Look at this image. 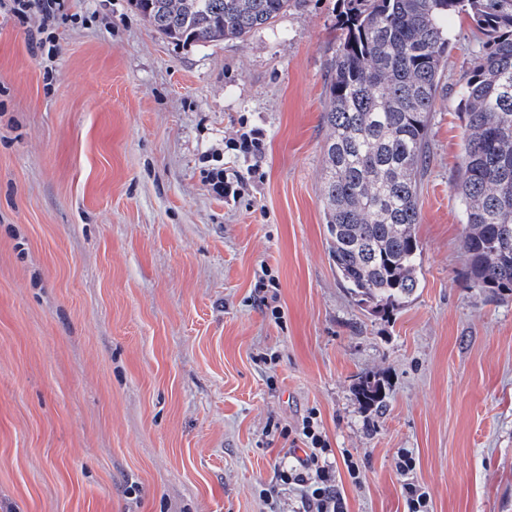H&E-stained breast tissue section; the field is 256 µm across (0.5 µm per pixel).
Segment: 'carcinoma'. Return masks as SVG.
Instances as JSON below:
<instances>
[{
    "label": "carcinoma",
    "instance_id": "carcinoma-1",
    "mask_svg": "<svg viewBox=\"0 0 512 512\" xmlns=\"http://www.w3.org/2000/svg\"><path fill=\"white\" fill-rule=\"evenodd\" d=\"M162 36L184 44L245 40L298 0H133ZM466 15L481 45L461 86L464 165L453 192L466 217V278L512 293V0H341L323 115L329 250L357 302L405 305L419 285L420 184L431 115L452 44L444 21ZM367 409L380 381L360 380Z\"/></svg>",
    "mask_w": 512,
    "mask_h": 512
}]
</instances>
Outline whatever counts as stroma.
Segmentation results:
<instances>
[{
	"instance_id": "stroma-1",
	"label": "stroma",
	"mask_w": 512,
	"mask_h": 512,
	"mask_svg": "<svg viewBox=\"0 0 512 512\" xmlns=\"http://www.w3.org/2000/svg\"><path fill=\"white\" fill-rule=\"evenodd\" d=\"M338 11L301 0L245 41L183 45L132 0H59L47 22L0 0V512H269V491L302 512L282 432L312 411L360 466L336 471L344 512H404L407 482L430 512H512V294L466 280L452 190L476 37L449 19L420 286L379 314L325 226ZM358 396L366 409L381 404L383 402V387L380 381L367 377L360 380Z\"/></svg>"
}]
</instances>
